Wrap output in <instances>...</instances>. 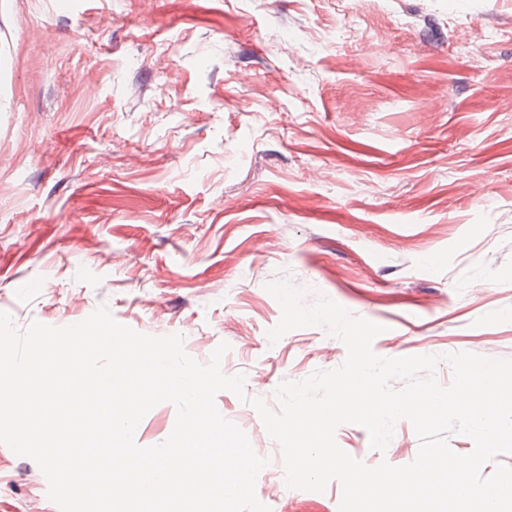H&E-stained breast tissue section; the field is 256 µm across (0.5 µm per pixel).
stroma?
Here are the masks:
<instances>
[{"label":"stroma","instance_id":"stroma-1","mask_svg":"<svg viewBox=\"0 0 512 512\" xmlns=\"http://www.w3.org/2000/svg\"><path fill=\"white\" fill-rule=\"evenodd\" d=\"M286 278L383 326L385 358L512 359V0H0V312L18 330L98 307L177 333L219 413L267 458L271 512H339L288 488L251 405L340 366L300 328L270 342ZM153 407L139 446L172 432ZM337 444L403 466L344 424ZM38 465L0 445V512H60Z\"/></svg>","mask_w":512,"mask_h":512}]
</instances>
